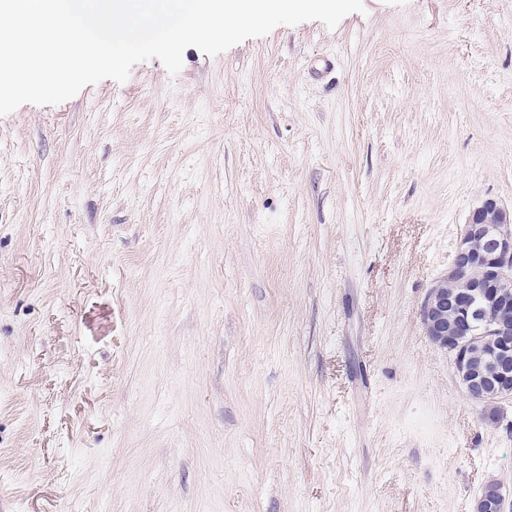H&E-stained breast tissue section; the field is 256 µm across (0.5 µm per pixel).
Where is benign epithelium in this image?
<instances>
[{
	"mask_svg": "<svg viewBox=\"0 0 512 512\" xmlns=\"http://www.w3.org/2000/svg\"><path fill=\"white\" fill-rule=\"evenodd\" d=\"M425 333L451 356L482 421L499 424L512 400V209L485 199L471 212L448 273L421 306ZM475 512H505L500 483L484 484Z\"/></svg>",
	"mask_w": 512,
	"mask_h": 512,
	"instance_id": "7a95c632",
	"label": "benign epithelium"
}]
</instances>
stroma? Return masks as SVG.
<instances>
[{
  "instance_id": "stroma-1",
  "label": "stroma",
  "mask_w": 512,
  "mask_h": 512,
  "mask_svg": "<svg viewBox=\"0 0 512 512\" xmlns=\"http://www.w3.org/2000/svg\"><path fill=\"white\" fill-rule=\"evenodd\" d=\"M0 116V512H474L421 305L512 207V0H363Z\"/></svg>"
}]
</instances>
